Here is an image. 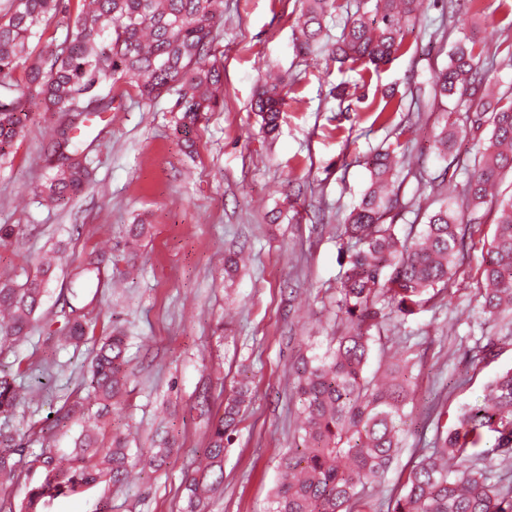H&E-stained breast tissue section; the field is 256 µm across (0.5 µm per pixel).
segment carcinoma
<instances>
[{
    "label": "carcinoma",
    "instance_id": "carcinoma-1",
    "mask_svg": "<svg viewBox=\"0 0 512 512\" xmlns=\"http://www.w3.org/2000/svg\"><path fill=\"white\" fill-rule=\"evenodd\" d=\"M67 17L62 39L49 51L27 62L30 44L66 13L65 0H11L0 16V162L6 148L25 128L28 113L22 96L34 92L46 112L72 114L76 125L93 113L112 110V89L118 78L135 80L145 100L177 89L176 131L187 147L207 113L220 106L224 65L217 57L213 35L223 18V0H80ZM293 29L294 46L306 56L324 46L327 19H342L341 32L329 51L341 64L364 73L379 68L406 50L400 21L417 23L423 0H299ZM448 26L464 29L459 0H448ZM488 50L473 38L452 43L448 65L435 76L434 96L454 97V119L444 121L435 139L443 160L457 139L474 136L483 127L488 137L474 144L471 157L453 158L463 179L456 182L465 218L443 201L424 213L421 225L395 224V190L399 140L409 126L395 122L403 100L383 97L375 121L390 127L397 140L364 159L369 186L336 225L346 241V271L336 289V335L324 352L301 359L294 370L295 397L301 407L298 444L279 458L280 477L269 512H368L367 490L385 481L402 447L406 407L413 400L412 358L378 360L385 332L394 319L419 314L448 290L457 269L470 258L475 236L485 217L494 214V232L487 257L477 268V317L509 319L512 324V197L498 200L493 191L504 173L512 172V89L503 91L488 78L483 57ZM287 83L278 78L261 84L251 103L267 134L278 128ZM50 171L38 190L49 207L80 195L90 174L88 145L60 133L47 158ZM52 258L43 257L38 274L22 285L0 284V350L28 337L32 316L41 305L51 274ZM61 309L68 327L65 342L87 339L85 307ZM501 353L495 336H486L465 353L471 364L493 362ZM128 359L125 336L115 329L105 337L86 372L84 385L101 410L121 403L126 393ZM21 386L0 371V414H14ZM251 399L249 378L238 382L225 398L223 413L211 424L201 460L185 475L184 512H202L209 492L224 479V451L232 445L241 408ZM61 419L81 426L64 470L55 451L30 450L31 429L0 430V488L13 484L20 468L39 474L29 485L18 512H45L56 498L77 493L99 482L121 486L139 461L148 457L162 465L168 448L131 450L120 434L109 444L99 442L82 402L64 403ZM495 457L512 466V368L499 371L484 385L483 399L474 404L436 407L430 447L421 449L405 478L388 495L387 512H512V483L491 480L486 461Z\"/></svg>",
    "mask_w": 512,
    "mask_h": 512
}]
</instances>
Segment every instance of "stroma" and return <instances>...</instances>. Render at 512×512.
Returning a JSON list of instances; mask_svg holds the SVG:
<instances>
[{"instance_id": "35a3bbf8", "label": "stroma", "mask_w": 512, "mask_h": 512, "mask_svg": "<svg viewBox=\"0 0 512 512\" xmlns=\"http://www.w3.org/2000/svg\"><path fill=\"white\" fill-rule=\"evenodd\" d=\"M298 9V0H224V20L215 31L224 53L223 103L199 125L195 151L174 129L175 94L145 102L130 95L129 78L120 79L111 111L91 115L74 130L91 144L90 180L78 199L58 207L43 205L37 189L49 174L43 154L70 118L44 111L36 95L24 99L26 127L0 165V225L15 227L0 239V283H23L48 251L56 253L57 266L28 338L0 354V368L18 372L41 398L0 417V429L42 431L59 465L68 467L80 428L54 416L78 398L97 411L83 373L93 338L118 329L128 342L129 378L122 404L101 430L128 435L134 448L150 447L161 433L171 448L162 469L141 463L123 487L97 484L54 500L47 512H95L102 501L112 512H181L184 473L204 447L225 395L245 374L252 378V400L224 453V485L207 512H267L279 455L298 440L291 366L304 341L320 343L332 333L344 272L335 227L367 185L362 157L389 136L374 122L383 93L403 98L413 124L399 189L403 223H415L434 200H459L447 183L431 189L416 179L437 176L446 166L433 141L455 101L434 100L432 84L448 63L450 43L430 31L447 18L448 0H425L419 23L406 33V52L371 73L365 99L346 113L329 91L359 76L327 51L297 55L291 24ZM511 24L498 0H483L466 32L493 44ZM270 71L291 82L272 138L261 133L250 109ZM141 217L150 229L132 254L125 232ZM97 250L104 253L103 284L81 289L79 298L89 339L68 345L46 325L69 296L74 268ZM237 251L248 261L228 285L224 256ZM481 259V247H474L448 295L389 327V351L415 358L417 378L410 432L387 485L432 437L430 414L438 402L476 401L484 383L512 367V334L472 319ZM485 333L502 336L504 351L475 368L463 354Z\"/></svg>"}]
</instances>
